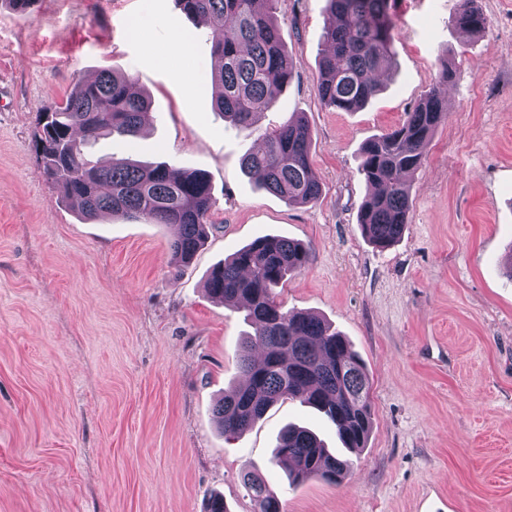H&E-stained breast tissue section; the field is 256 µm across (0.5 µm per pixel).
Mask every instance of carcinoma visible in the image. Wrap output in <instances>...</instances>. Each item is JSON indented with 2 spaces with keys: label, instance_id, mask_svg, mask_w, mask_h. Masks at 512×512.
Masks as SVG:
<instances>
[{
  "label": "carcinoma",
  "instance_id": "carcinoma-1",
  "mask_svg": "<svg viewBox=\"0 0 512 512\" xmlns=\"http://www.w3.org/2000/svg\"><path fill=\"white\" fill-rule=\"evenodd\" d=\"M188 16L215 23L210 66L216 88L214 105L236 130L256 133L261 147L242 160L248 172L260 174L270 192L290 205L316 202L322 188L310 162L312 133L295 112L264 129L257 118L276 102L275 91L292 79L289 54L275 18L278 0H176ZM333 23L325 37L329 49L319 64L321 103L344 112L365 107L381 90L380 77L394 63L396 23L390 0H327ZM456 27L481 35L489 21L478 0H455ZM451 64H441L433 86L393 130L368 139L359 172L374 192L362 202L358 224L376 247L386 248L402 236L412 200L410 178L422 167L438 126L448 117L439 87L453 80ZM132 77L103 71L82 83L46 114L36 139L45 179L63 200L88 219L113 215L162 224L171 232L169 251L176 269L188 266L204 245L215 205L207 175L197 170L173 174L165 164L137 163L114 157L99 166L84 148L118 134L134 138L149 98L133 89ZM305 245L278 236L258 238L216 265L207 278L209 295L243 303L248 334L240 368L246 382L224 395L214 408L224 433L241 436L270 406L299 398L322 412L335 426L345 448L365 447L372 428L369 379L348 341L322 319L283 310L277 288L307 262ZM255 348L264 362L251 359ZM275 457L289 461L295 483L320 478L339 483L351 469L333 455L312 431L290 426L278 439ZM243 484L254 512H282L279 497L257 474Z\"/></svg>",
  "mask_w": 512,
  "mask_h": 512
}]
</instances>
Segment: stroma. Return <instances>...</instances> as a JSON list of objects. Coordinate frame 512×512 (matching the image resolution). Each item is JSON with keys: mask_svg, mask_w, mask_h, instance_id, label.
<instances>
[{"mask_svg": "<svg viewBox=\"0 0 512 512\" xmlns=\"http://www.w3.org/2000/svg\"><path fill=\"white\" fill-rule=\"evenodd\" d=\"M479 3L489 28L466 36L453 0H392L385 89L341 112L316 90L326 0H279L293 77L259 124L302 113L322 187L291 205L243 172L255 139L214 112L210 30L175 0H35L24 12L0 0V512H204L214 493L253 512L241 483L251 469L283 512H512V0ZM175 35L189 51L157 60ZM445 60L448 118L410 181L401 238L377 248L357 221L361 146L402 123ZM105 70L150 95V123L131 143L99 139L90 159L210 180L208 238L182 271L167 228L82 220L40 174V113ZM265 235L309 249L280 291L284 309L330 322L369 376L372 431L338 485L292 484L273 458L291 423L342 450L300 400L239 437L213 415L242 378L248 326L206 277Z\"/></svg>", "mask_w": 512, "mask_h": 512, "instance_id": "1", "label": "stroma"}]
</instances>
